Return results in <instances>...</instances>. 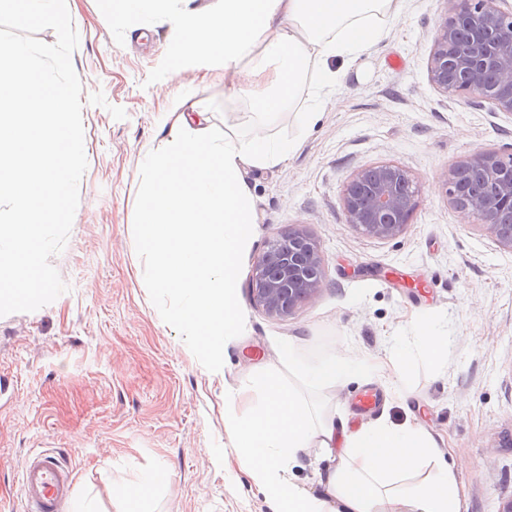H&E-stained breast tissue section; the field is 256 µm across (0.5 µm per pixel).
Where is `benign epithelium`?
<instances>
[{
  "label": "benign epithelium",
  "instance_id": "benign-epithelium-1",
  "mask_svg": "<svg viewBox=\"0 0 512 512\" xmlns=\"http://www.w3.org/2000/svg\"><path fill=\"white\" fill-rule=\"evenodd\" d=\"M508 0H450V15L438 24L433 39L430 82L442 91L483 99L493 112L512 116V5ZM463 26L472 27L466 53L448 56V44ZM495 71L496 88L483 91L486 70ZM476 170L492 183L493 199L474 191L461 211L478 216L497 243L512 250V152L478 151L459 162L447 180V193L458 202V180ZM413 182L400 166L382 163L353 173L346 182L342 206L346 223L363 235L391 240L408 225ZM324 281L317 242L292 228L270 240L257 257L251 291L268 315L288 318L313 301Z\"/></svg>",
  "mask_w": 512,
  "mask_h": 512
}]
</instances>
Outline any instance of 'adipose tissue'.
I'll return each mask as SVG.
<instances>
[{
    "instance_id": "1",
    "label": "adipose tissue",
    "mask_w": 512,
    "mask_h": 512,
    "mask_svg": "<svg viewBox=\"0 0 512 512\" xmlns=\"http://www.w3.org/2000/svg\"><path fill=\"white\" fill-rule=\"evenodd\" d=\"M182 7L171 16L177 46L168 71L178 77L182 52L224 58L232 79L224 102L247 98L252 126L216 133L209 113L172 102L168 133L140 152L136 237L151 255V287L174 297L161 318L188 336L210 372L224 368V343L241 335L245 319L236 290L242 254L253 236L254 205L244 167L268 169L295 152V140L270 134L280 114L314 125L346 89L350 68L387 35L402 0H216L215 8ZM413 366L396 347L388 364L334 356L297 367L299 387L272 377L250 388L254 407L240 416L236 394L224 393V429L273 512H463L456 472L433 437L412 420L387 419L352 429L345 418L313 412L303 389L325 382L386 376L393 394ZM329 464L323 490L301 489L290 471L312 444Z\"/></svg>"
}]
</instances>
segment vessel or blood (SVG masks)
<instances>
[{
  "mask_svg": "<svg viewBox=\"0 0 512 512\" xmlns=\"http://www.w3.org/2000/svg\"><path fill=\"white\" fill-rule=\"evenodd\" d=\"M73 477L61 456L43 452L22 466L20 497L24 512H65Z\"/></svg>",
  "mask_w": 512,
  "mask_h": 512,
  "instance_id": "b4317fda",
  "label": "vessel or blood"
}]
</instances>
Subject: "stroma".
I'll return each instance as SVG.
<instances>
[{"label":"stroma","mask_w":512,"mask_h":512,"mask_svg":"<svg viewBox=\"0 0 512 512\" xmlns=\"http://www.w3.org/2000/svg\"><path fill=\"white\" fill-rule=\"evenodd\" d=\"M67 7L80 38L72 61L88 167L66 246L50 259L67 292L0 317V512H23L21 467L41 452L67 460L71 501L95 499L101 512H120L119 484L146 468L166 473L149 512H272L224 429L225 390L269 374L293 381L280 357L291 338L306 363L385 357L396 343L415 344L426 313L448 352L417 361L405 398L361 378L307 399L354 426L415 419L453 456L466 512H499L512 499V250L456 208L446 178L474 152L512 149V116L431 86L428 62L448 0H404L388 37L351 68L347 93L314 128L282 115L274 132L299 139V150L279 167L246 169L255 219L237 288L246 331L227 339L216 375L163 324L172 296L147 285L136 160L165 135L174 98L210 112L219 132L249 121L248 101L225 107L218 57L185 56L179 81L169 80L167 14L139 32L113 23L116 0ZM382 162L408 171L415 191L405 231L387 241L347 224L341 203L347 178ZM291 226L317 241L325 282L315 300L279 319L253 303L250 280L267 241ZM368 391L380 401L364 408Z\"/></svg>","instance_id":"stroma-1"}]
</instances>
